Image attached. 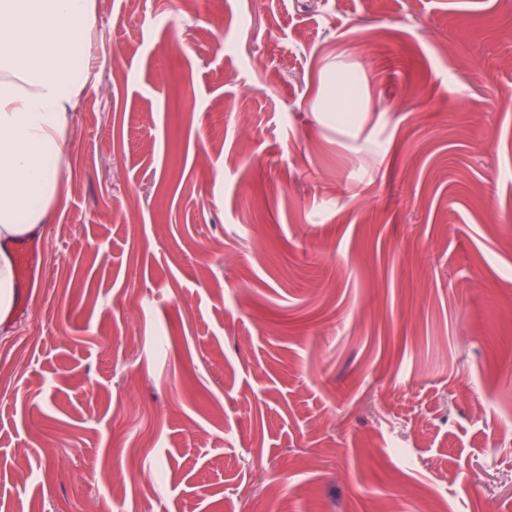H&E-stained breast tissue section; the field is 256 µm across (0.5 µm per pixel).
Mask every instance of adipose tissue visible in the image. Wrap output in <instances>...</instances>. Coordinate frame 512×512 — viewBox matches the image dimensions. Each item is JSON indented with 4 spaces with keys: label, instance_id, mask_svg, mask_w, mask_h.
<instances>
[{
    "label": "adipose tissue",
    "instance_id": "ef3b65f1",
    "mask_svg": "<svg viewBox=\"0 0 512 512\" xmlns=\"http://www.w3.org/2000/svg\"><path fill=\"white\" fill-rule=\"evenodd\" d=\"M96 0H0V317L16 298L11 244L43 234L91 70Z\"/></svg>",
    "mask_w": 512,
    "mask_h": 512
}]
</instances>
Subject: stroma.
Listing matches in <instances>:
<instances>
[{"label": "stroma", "mask_w": 512, "mask_h": 512, "mask_svg": "<svg viewBox=\"0 0 512 512\" xmlns=\"http://www.w3.org/2000/svg\"><path fill=\"white\" fill-rule=\"evenodd\" d=\"M97 14L0 512H512V0Z\"/></svg>", "instance_id": "35a3bbf8"}]
</instances>
